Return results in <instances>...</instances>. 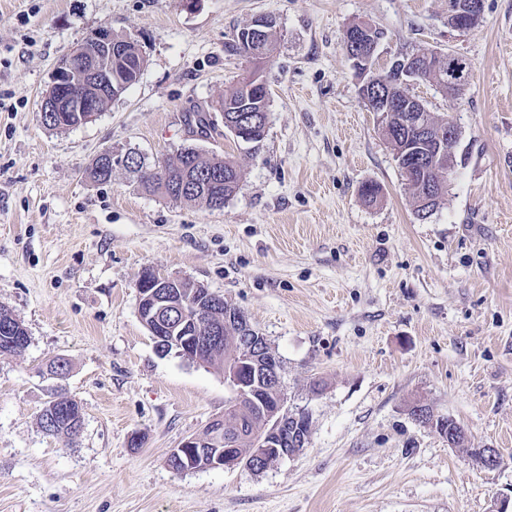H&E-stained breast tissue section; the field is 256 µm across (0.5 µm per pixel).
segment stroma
<instances>
[{"instance_id":"1","label":"stroma","mask_w":512,"mask_h":512,"mask_svg":"<svg viewBox=\"0 0 512 512\" xmlns=\"http://www.w3.org/2000/svg\"><path fill=\"white\" fill-rule=\"evenodd\" d=\"M260 16L277 50L258 66L226 46ZM358 22L383 32L378 68L421 49L470 65L459 95L409 87L461 131L428 219L359 95L343 43ZM102 26L138 40L139 80L87 124L46 129L59 62ZM256 68L259 149L195 134V111ZM187 146L242 167L223 208L145 194L122 171L83 176L108 148ZM147 266L203 283L267 336L288 407L310 418L301 451L260 473L169 467L232 393L223 370L157 352L138 316ZM0 304L29 334L0 356V512H512V0H484L468 31L448 0H0ZM60 389L83 409L72 440L39 425ZM414 403L467 448L413 420Z\"/></svg>"}]
</instances>
